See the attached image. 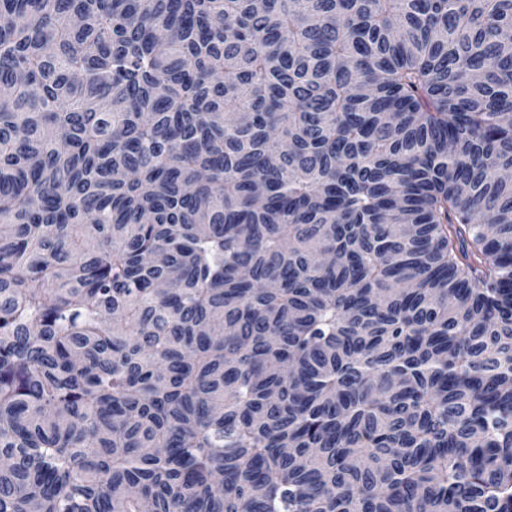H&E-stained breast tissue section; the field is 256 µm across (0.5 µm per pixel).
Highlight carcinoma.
Returning a JSON list of instances; mask_svg holds the SVG:
<instances>
[{"instance_id": "obj_1", "label": "carcinoma", "mask_w": 512, "mask_h": 512, "mask_svg": "<svg viewBox=\"0 0 512 512\" xmlns=\"http://www.w3.org/2000/svg\"><path fill=\"white\" fill-rule=\"evenodd\" d=\"M512 0H0V512H512Z\"/></svg>"}]
</instances>
